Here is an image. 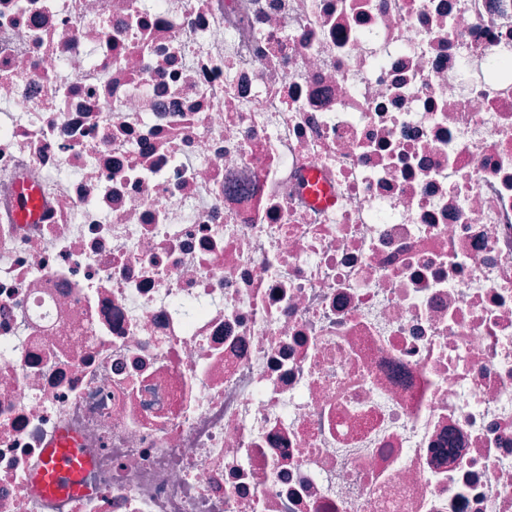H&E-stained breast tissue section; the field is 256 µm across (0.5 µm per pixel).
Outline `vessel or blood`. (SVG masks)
<instances>
[{
    "label": "vessel or blood",
    "mask_w": 512,
    "mask_h": 512,
    "mask_svg": "<svg viewBox=\"0 0 512 512\" xmlns=\"http://www.w3.org/2000/svg\"><path fill=\"white\" fill-rule=\"evenodd\" d=\"M87 467V460L77 441L61 434L53 448L45 454V462L36 472L35 485L40 495L65 496L80 491L79 478Z\"/></svg>",
    "instance_id": "vessel-or-blood-1"
}]
</instances>
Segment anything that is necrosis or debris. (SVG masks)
I'll return each instance as SVG.
<instances>
[{
	"instance_id": "1",
	"label": "necrosis or debris",
	"mask_w": 512,
	"mask_h": 512,
	"mask_svg": "<svg viewBox=\"0 0 512 512\" xmlns=\"http://www.w3.org/2000/svg\"><path fill=\"white\" fill-rule=\"evenodd\" d=\"M501 59L512 0H0V512H512ZM55 448H48L44 464L35 475V485L40 495L65 496L81 490L80 475L87 468V460L78 448L77 441L62 433L55 441Z\"/></svg>"
}]
</instances>
